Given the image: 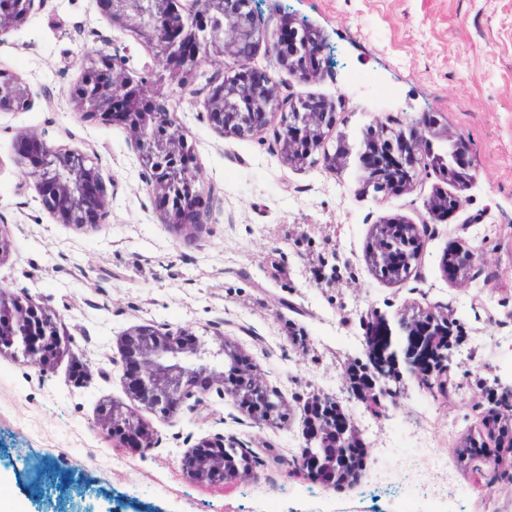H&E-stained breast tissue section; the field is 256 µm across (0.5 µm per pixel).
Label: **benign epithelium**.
Returning a JSON list of instances; mask_svg holds the SVG:
<instances>
[{
	"label": "benign epithelium",
	"instance_id": "1",
	"mask_svg": "<svg viewBox=\"0 0 512 512\" xmlns=\"http://www.w3.org/2000/svg\"><path fill=\"white\" fill-rule=\"evenodd\" d=\"M45 0H0V36L25 24ZM179 0H97L112 23L131 30L154 50L166 67L170 85L187 90L188 76L228 57L237 63L234 75L207 79L209 123L223 136L245 137L263 132L279 119L278 144L284 163L302 167L318 160L329 169L343 168L354 153L346 137L337 140L334 152L326 149L336 126V104L282 97L274 78L250 66L255 48L263 41L265 24L250 8L251 0H189L181 13ZM277 63L302 80L322 71V43L309 29L291 27L284 44L273 46ZM82 77L70 91L75 111L89 120L120 122L130 132L131 147L144 169L146 191L161 223L179 231L198 234L210 218L209 191L193 157L189 132L177 113L169 110L168 96L156 82L133 78L126 56L88 52L82 57ZM34 104L30 84L21 76L0 70V112H25ZM449 139L448 130L425 121L406 130L388 132L381 118L363 133L356 167L363 184L389 194L413 191L417 178L433 174L458 188L448 195L430 196L425 209L435 219L464 208L465 191L474 179L461 157V142L455 141L448 156L434 152L432 140ZM15 162L32 180L45 210L58 224L93 228L108 212L109 197L102 171L86 152L54 147L36 134L22 133L15 140ZM386 230H376L368 257L378 276L398 282L411 273L412 263L424 251L428 225L409 224L399 217L384 221ZM452 276L481 260L470 244H457ZM455 327L451 315L431 311L420 320L400 317L392 327L387 317L374 315L366 336L363 366L370 379L356 385L357 397L368 409H382L381 394L387 383L404 375L442 390L452 383L448 350L437 348L438 338ZM21 349L27 361L46 373L61 346L57 317L31 299L20 301L0 286V352ZM195 333L179 328L143 326L121 339V362L130 399L163 415L182 408L199 410L208 387L202 378L225 385V372L203 362ZM263 390L257 369H250V382L231 392L241 406L246 394ZM135 408L104 404L97 427L118 441L119 446L140 454L155 447V433L135 419ZM320 447L305 450L298 459L300 473L327 487L355 477L357 464L345 451L355 445L348 419L308 426V441ZM224 435L201 438L189 452L184 466L190 477L207 481L216 474L237 480L251 472L247 455L240 458L225 451Z\"/></svg>",
	"mask_w": 512,
	"mask_h": 512
}]
</instances>
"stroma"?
I'll list each match as a JSON object with an SVG mask.
<instances>
[{
	"label": "stroma",
	"instance_id": "35a3bbf8",
	"mask_svg": "<svg viewBox=\"0 0 512 512\" xmlns=\"http://www.w3.org/2000/svg\"><path fill=\"white\" fill-rule=\"evenodd\" d=\"M266 22L252 57L282 93L338 102V132L358 146L375 117L398 130L434 115L461 136L475 175L464 209L432 220L424 208L452 184L420 177L413 192L365 191L355 165H285L275 128L225 137L206 117L207 75L196 95L171 94L169 108L212 190L207 233L188 240L162 224L126 127L84 120L69 98L85 51L126 49L130 71L165 77L154 53L119 29L95 0H46L20 28L0 36V69L32 86L25 112H0V227L11 241L0 286L51 308L65 349L46 376L21 353H0V494L18 512H512V450L496 466L467 452L484 433L487 391L512 385V0H254ZM320 31L328 59L301 82L274 67L269 47L282 20ZM94 150L110 178L104 224L54 223L14 162L19 133ZM399 216L429 226L409 277L391 283L367 259L375 228ZM480 247L458 280L442 260L459 240ZM335 271L307 274L310 257ZM448 309L462 333L447 393L416 380L392 384L377 415L347 391L349 366L364 363L371 316L416 318ZM191 329L223 370L221 345L255 365L282 416L254 420L211 389L207 419L182 410L137 415L158 442L144 454L114 448L95 421L102 402L129 405L120 339L141 326ZM335 397L354 422L365 466L338 489L291 476L306 445L302 406ZM244 443L253 474L199 482L182 459L201 437ZM438 448L445 465L427 458ZM56 468L66 482H48Z\"/></svg>",
	"mask_w": 512,
	"mask_h": 512
}]
</instances>
